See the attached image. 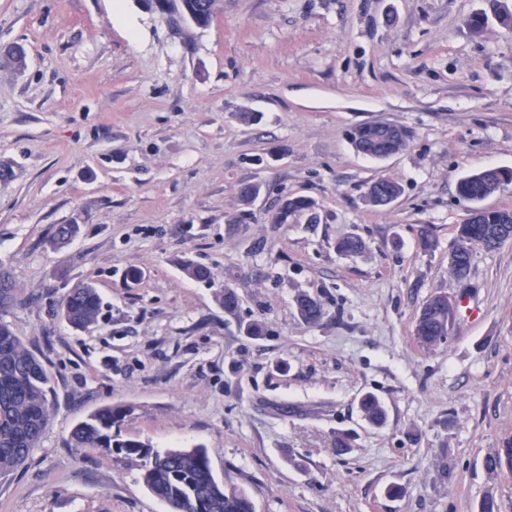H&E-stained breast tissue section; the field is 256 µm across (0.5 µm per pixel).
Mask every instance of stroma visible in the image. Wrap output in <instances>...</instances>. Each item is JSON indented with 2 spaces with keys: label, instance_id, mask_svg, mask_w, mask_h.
<instances>
[{
  "label": "stroma",
  "instance_id": "35a3bbf8",
  "mask_svg": "<svg viewBox=\"0 0 512 512\" xmlns=\"http://www.w3.org/2000/svg\"><path fill=\"white\" fill-rule=\"evenodd\" d=\"M502 3L223 0L187 44L136 0L122 27L111 0H0V47L27 51L0 68V266L17 295L0 318L51 379L0 512H169L140 459L70 446L110 404L129 410L122 437L207 448L255 512H479L488 495L512 512V471L485 468L512 439V241L475 248L466 279L448 264L471 207L458 180L512 169V29L467 25ZM375 122L407 148L357 153L351 131ZM381 176L402 194L377 209ZM285 196L313 199L319 223H272ZM62 224L79 231L57 245ZM350 236L364 250L338 252ZM86 281L100 312L75 329L60 304ZM437 293L478 315L428 351L413 323ZM302 294L324 305L316 324ZM367 393L383 425L362 418Z\"/></svg>",
  "mask_w": 512,
  "mask_h": 512
}]
</instances>
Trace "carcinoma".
Returning a JSON list of instances; mask_svg holds the SVG:
<instances>
[{"instance_id": "1", "label": "carcinoma", "mask_w": 512, "mask_h": 512, "mask_svg": "<svg viewBox=\"0 0 512 512\" xmlns=\"http://www.w3.org/2000/svg\"><path fill=\"white\" fill-rule=\"evenodd\" d=\"M197 14L199 29L209 28L221 8L220 0H182ZM357 152L371 158L404 151L408 136L401 129L392 134L376 124L357 127L351 136ZM512 183V170L488 168L461 177L458 195L476 204L466 221L458 225L456 243L450 252L452 274L462 279L469 273L472 248H494L512 238V212L489 210L477 203ZM402 192L400 184L379 177L369 186L366 202L383 207ZM295 215L308 216V223H318L315 202L307 197L285 199L273 217V223L286 224ZM15 301L11 274L0 267V312ZM100 308L99 294L92 285L80 283L71 289L63 306L65 319L76 328L96 323ZM302 321L312 325L323 315L322 304L307 295L297 299ZM455 305L448 296L434 294L420 308L414 321V338L424 349L441 345L455 324ZM49 378L39 358L14 335L10 326L0 322V474L7 475L25 464L38 447L49 422L47 389ZM363 417L373 423L384 422L386 413L377 397L367 394L360 400ZM127 409L109 405L89 414L70 433L76 448H90L107 454L135 456L143 461V481L151 493L167 505H179L185 512H254L252 502L242 492L226 488L212 474L208 452L203 447L191 451L168 450L159 453L137 439H123L120 426ZM490 471H512V441L497 449L485 462Z\"/></svg>"}]
</instances>
